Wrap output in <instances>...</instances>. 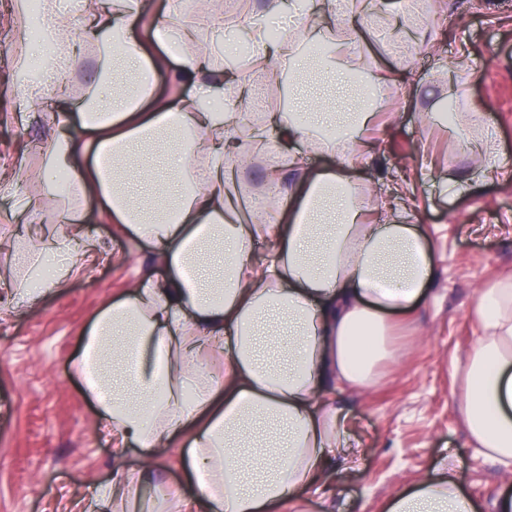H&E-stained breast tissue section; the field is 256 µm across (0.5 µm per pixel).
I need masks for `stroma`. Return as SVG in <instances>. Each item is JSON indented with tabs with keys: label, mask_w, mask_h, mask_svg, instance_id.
I'll return each instance as SVG.
<instances>
[{
	"label": "stroma",
	"mask_w": 512,
	"mask_h": 512,
	"mask_svg": "<svg viewBox=\"0 0 512 512\" xmlns=\"http://www.w3.org/2000/svg\"><path fill=\"white\" fill-rule=\"evenodd\" d=\"M360 23L369 32L360 66L384 93L369 132L382 151L360 170L375 184L365 203L380 212L408 178L413 191L402 218L424 233L437 275L417 311L393 316L395 357L381 364L375 383L336 391L355 422L360 455L351 464L335 461L329 496L299 494V507L285 512H383L446 453L476 512H490L506 471L468 442L456 368L479 335L468 316L477 287L512 274V174L481 180L477 147H461L437 114L440 99L455 94L465 111L494 125L499 152L512 159V0H420L409 15L401 0H378ZM391 39L409 45L403 60L388 55ZM25 46L13 0H0V273L10 277L24 226L3 187L21 181L39 196L26 175L54 130L51 114L21 110L16 60ZM267 154V145L258 146L235 181L251 218L255 198L276 200L262 193ZM90 230L110 258L87 262L39 306L0 314V512H112L100 497L112 480V445L73 363L97 312L141 276L166 270L121 225L102 217ZM161 482L173 495L199 494L171 455L135 483L137 501L154 502Z\"/></svg>",
	"instance_id": "35a3bbf8"
}]
</instances>
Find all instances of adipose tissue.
Masks as SVG:
<instances>
[{"mask_svg": "<svg viewBox=\"0 0 512 512\" xmlns=\"http://www.w3.org/2000/svg\"><path fill=\"white\" fill-rule=\"evenodd\" d=\"M218 0L186 11L171 0L140 25L147 0H84L73 15L59 0H43L40 35L31 48L45 56L41 77L26 86V112L58 106L55 131L29 173L40 188L30 200L17 187L35 229L23 244L29 269L55 252L70 254L54 276L12 280L8 308L35 307L77 270V259L103 254L84 233L98 214L124 225L166 267L141 277L108 303L92 323L75 373L100 409L116 455L136 448L146 465L176 451L179 466L199 485L193 499L174 497L170 512H281L301 490L318 493L331 459H354L353 421L336 404L340 387L371 386L377 366L394 356L390 313L414 310L436 276L419 229L377 223L362 206L367 181L356 159L380 146L368 138L375 108L350 88L362 34L355 0H323L331 19L350 32L328 39V53L299 52L293 39H266L264 16L283 0H262L244 20L251 63L292 77L315 71L334 77L350 111L323 104L267 113L256 125L238 117L248 97V65L225 72L207 31L223 29ZM81 26L80 43L71 39ZM93 49L95 82L71 99L66 74L76 45ZM175 67L174 94L156 93L164 59ZM191 94H182V87ZM272 143L267 183L297 174L292 189L253 223L228 173L241 170L251 145ZM334 157L317 169L311 155ZM61 229L44 230V210ZM267 251L253 252L256 241ZM470 316L480 329L459 373L460 413L470 444L512 465V275L485 282ZM222 354L223 375L202 369ZM386 512H474L457 488L449 462L397 493Z\"/></svg>", "mask_w": 512, "mask_h": 512, "instance_id": "obj_1", "label": "adipose tissue"}]
</instances>
